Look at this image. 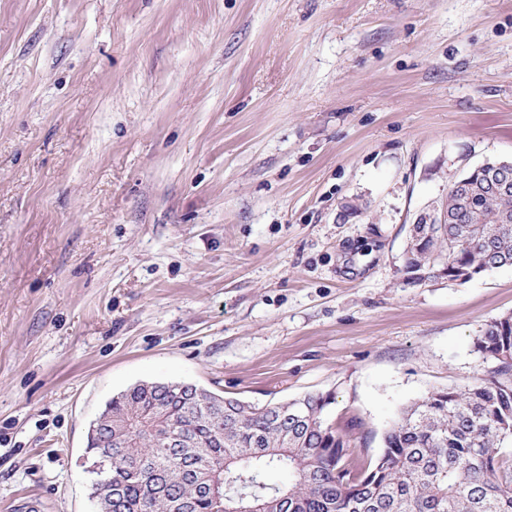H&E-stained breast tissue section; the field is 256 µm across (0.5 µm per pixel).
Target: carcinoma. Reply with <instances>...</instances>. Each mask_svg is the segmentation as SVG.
Wrapping results in <instances>:
<instances>
[{"instance_id": "obj_1", "label": "carcinoma", "mask_w": 512, "mask_h": 512, "mask_svg": "<svg viewBox=\"0 0 512 512\" xmlns=\"http://www.w3.org/2000/svg\"><path fill=\"white\" fill-rule=\"evenodd\" d=\"M450 190L448 223L417 224L405 270L469 281L512 266V195L469 173ZM489 375L435 388L405 407L362 465L328 424L329 397L258 406L193 384L140 382L112 397L88 431L97 512H512V316L474 341ZM272 471L288 481L268 482Z\"/></svg>"}]
</instances>
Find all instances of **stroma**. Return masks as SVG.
<instances>
[{
	"label": "stroma",
	"instance_id": "1",
	"mask_svg": "<svg viewBox=\"0 0 512 512\" xmlns=\"http://www.w3.org/2000/svg\"><path fill=\"white\" fill-rule=\"evenodd\" d=\"M489 158L512 0H0V512H96L89 425L140 381L322 393L374 458L512 316V267L404 273Z\"/></svg>",
	"mask_w": 512,
	"mask_h": 512
}]
</instances>
